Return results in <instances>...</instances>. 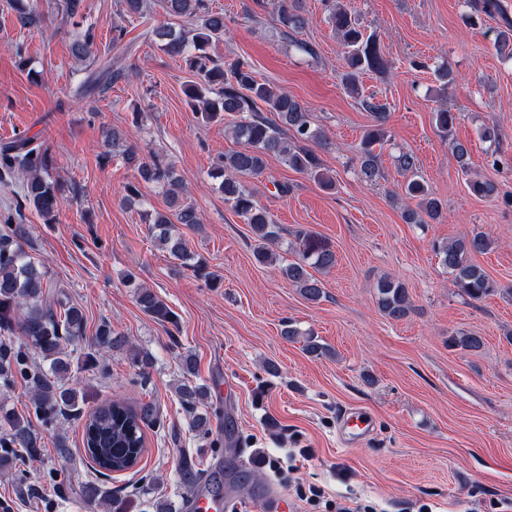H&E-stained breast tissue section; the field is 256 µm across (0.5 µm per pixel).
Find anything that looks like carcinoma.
<instances>
[{
  "label": "carcinoma",
  "mask_w": 512,
  "mask_h": 512,
  "mask_svg": "<svg viewBox=\"0 0 512 512\" xmlns=\"http://www.w3.org/2000/svg\"><path fill=\"white\" fill-rule=\"evenodd\" d=\"M466 4L470 9L468 18L474 25L481 23L485 15L492 17L500 13L499 0H466ZM12 7L23 28L42 20L30 0H12ZM165 8L169 15L186 19L191 29L151 25L145 34L158 41L167 53L184 61L190 75L184 94L199 120L213 123L231 119L229 130L240 148L217 158L211 177L219 181L224 202L249 225L258 242L256 260L273 265L280 260L272 247L280 243L281 228L258 202L246 179L262 173L266 159L274 156L324 188L334 187V181L324 172L321 158L310 147L321 140V132L304 105L288 93L259 81L247 60H222L208 52L211 43L225 34L224 14L209 10L203 0H165ZM84 10V0H61L57 6L61 20L77 26L83 25ZM277 22L284 35L299 33L307 23L302 0H282ZM327 22L340 37L347 64L342 84L350 95L360 99L362 108L373 119L360 148V171L371 180L380 174L376 148L384 144L389 113L385 105L360 98L359 77L366 72L383 73L388 63L375 36L366 33L346 10L335 4L328 6ZM494 47L500 54L512 56L511 20H505L504 29L497 32ZM95 50V26L83 25L73 51L89 59ZM123 68V56L118 55L104 62L101 68L86 72L77 85L76 96L86 98L102 91L112 80V73ZM260 103L277 118L264 115L258 108ZM460 120L461 113L449 109L435 113L437 128L448 136ZM104 137L112 148H122L121 158L134 170V180L123 188L125 201L138 202L144 198L143 190L161 187L167 198V210L146 214L149 231L173 259L181 261L197 276L210 280L206 266L194 260L189 250L184 230H197L201 217L194 204L185 198L174 167L157 155L144 153L135 143L122 144L124 132L119 128L105 131ZM396 161L398 169L406 175L404 195L416 201V208L405 210L403 219L408 224L440 221L442 205L418 176L415 155L402 152ZM57 165L50 146L32 137L20 135L0 146V177L21 176L16 191L17 208L34 209L45 224L56 223L64 201L76 199L79 194L74 184L54 175ZM467 188L479 197L498 195L496 185L489 180H470ZM26 236L22 224H6L0 230V385L8 388L15 378L24 379L31 390L34 413L45 426L54 425L60 414L73 412L80 416L84 457L97 476L110 477L129 471L146 451L144 428L160 423L159 409L151 400L136 406L123 400H106L88 409L78 391L66 385L65 376L72 364L67 345L82 336L84 316L65 293L49 292L47 273L31 260L24 248ZM293 236L296 257L281 268V273L305 299L316 302L324 290L322 282L310 270L332 269L336 265V253L306 227L297 228ZM493 245L487 234L473 232L452 242L436 243L433 249L460 291L472 300L481 301L497 294L512 295L511 288L500 287L472 260L473 255L483 254ZM376 298L379 310L394 321L405 318L413 310L406 286L395 278L386 277L377 282ZM136 302L157 321L177 323L174 311L150 289L138 287ZM283 337L290 342L303 341L304 350L311 356L328 353L313 336L291 325L283 331ZM122 343L121 334L110 322L100 324L95 336L98 348L111 349ZM448 345L473 354L482 349L484 341L476 334L459 332L448 338ZM33 354L48 360L49 370L33 365ZM177 394L191 415L190 427L201 435L209 434L211 413L199 410L206 399L205 387L187 379L177 387ZM0 427L4 430L1 448H21L30 455L38 447V436L23 417L6 411L0 416Z\"/></svg>",
  "instance_id": "obj_1"
}]
</instances>
